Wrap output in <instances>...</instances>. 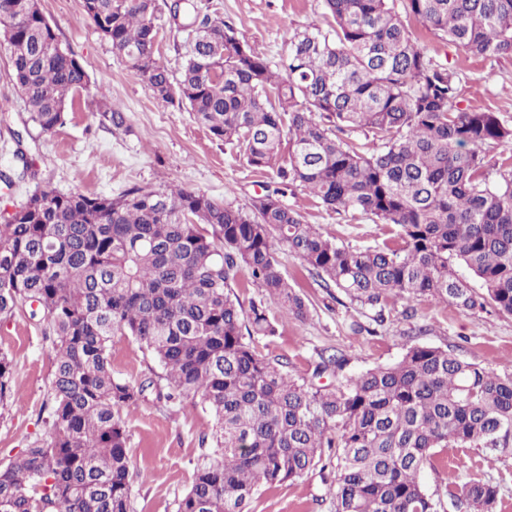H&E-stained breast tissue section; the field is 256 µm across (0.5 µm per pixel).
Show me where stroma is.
<instances>
[{
	"label": "stroma",
	"mask_w": 512,
	"mask_h": 512,
	"mask_svg": "<svg viewBox=\"0 0 512 512\" xmlns=\"http://www.w3.org/2000/svg\"><path fill=\"white\" fill-rule=\"evenodd\" d=\"M201 11H219L239 37L281 69L286 32L326 26L323 0H196ZM62 48L76 57L89 75V88L77 96L66 124L54 133L41 132L25 108L13 81L8 55L0 54V171L15 169L16 151L26 152L38 172L37 181L12 188L0 184V218L23 203L36 182L63 193L118 196L133 187L160 190L172 185L248 208L263 185L275 182L274 172L257 173L237 157L235 149L211 136L185 108L158 101L148 84L133 76L116 57L110 43L85 14L82 0H39ZM403 24L434 62L460 69L464 75L461 106L497 113L512 125V56L487 59L464 53L427 31L410 16ZM105 92L124 116L121 127L100 123L94 115L95 95ZM286 202L305 223L317 225L327 237L352 246L392 242L389 226L359 213H336L302 189L287 192ZM283 273L308 305L306 319L276 315L277 334L261 345L266 357L287 362L294 377H310L323 351L349 357L348 372L395 362L406 346L417 342L451 348L465 359L503 372L512 370V315L494 309L461 311L422 298L391 303L383 324L371 310L351 304L287 247H279ZM414 317H405L406 308ZM44 322L22 306L14 317L0 319V352L13 360L15 399L0 405V464L8 463L35 440L45 438L43 406L51 378L52 354L43 342ZM112 370L132 383L153 378L160 368L130 336H114ZM131 456L134 512H175L190 489L194 473L212 445H200L211 432L213 418L200 400L174 405L147 394L138 407L125 412ZM466 476L496 482L502 495L500 512H512V453L486 462L471 452ZM319 474L260 489L249 512H331L324 501Z\"/></svg>",
	"instance_id": "stroma-1"
}]
</instances>
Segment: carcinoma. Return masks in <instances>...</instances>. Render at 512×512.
<instances>
[{
  "label": "carcinoma",
  "instance_id": "1",
  "mask_svg": "<svg viewBox=\"0 0 512 512\" xmlns=\"http://www.w3.org/2000/svg\"><path fill=\"white\" fill-rule=\"evenodd\" d=\"M334 25L285 37L274 71L218 12L194 0H83L112 51L155 97L186 106L254 171L276 173L249 210L172 186L112 198L36 184L0 224V317L37 304L53 353L49 439L0 465V512H132L123 412L155 388L167 402L198 398L214 419L218 457L203 462L176 512H245L262 487L314 471L334 512H445L421 473L439 448L492 460L512 446V372L449 348L408 346L387 365L344 373L342 353L319 356L316 386L263 356L271 307L308 308L281 269V243L351 302L384 321L389 302L421 297L461 311L512 315V170L490 182L485 147L511 144L497 113L460 106V70L434 62L395 0H324ZM195 33L179 76L160 62L161 7ZM406 14L467 54L512 56V0H402ZM13 80L45 133L67 120L88 84L35 0H0ZM99 121L123 123L101 103ZM363 130L367 143L332 128ZM305 189L336 212L396 228V245L353 247L324 236L285 201ZM465 267L481 286L460 278ZM262 290L243 313L234 286ZM133 337L161 366L138 385L112 372L109 343ZM13 363L0 352V403ZM452 507L497 512L500 488L448 482Z\"/></svg>",
  "mask_w": 512,
  "mask_h": 512
}]
</instances>
